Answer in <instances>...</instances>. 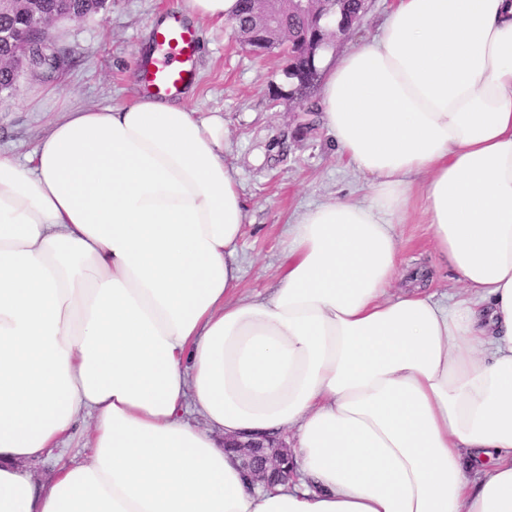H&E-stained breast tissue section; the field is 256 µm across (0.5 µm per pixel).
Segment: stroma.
I'll list each match as a JSON object with an SVG mask.
<instances>
[{
	"label": "stroma",
	"instance_id": "35a3bbf8",
	"mask_svg": "<svg viewBox=\"0 0 512 512\" xmlns=\"http://www.w3.org/2000/svg\"><path fill=\"white\" fill-rule=\"evenodd\" d=\"M175 0H106L100 15L60 21L52 44L64 57L52 77L26 73L13 94L0 102V150L29 154L49 130L63 104L92 109L130 102L139 93L137 50L151 22ZM393 0H368L359 23L333 54L370 43ZM194 91L185 102L198 118L224 116L229 132L226 161L239 169L245 211L239 243L241 287L267 293L277 284L282 242L289 224L317 203L360 200L368 180L348 167L322 120L317 93H295L283 74L279 49L252 55L229 24L205 22L196 30ZM408 276H429L436 298L458 288L447 261L432 252L426 225H398Z\"/></svg>",
	"mask_w": 512,
	"mask_h": 512
}]
</instances>
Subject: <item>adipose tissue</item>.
Instances as JSON below:
<instances>
[{"mask_svg": "<svg viewBox=\"0 0 512 512\" xmlns=\"http://www.w3.org/2000/svg\"><path fill=\"white\" fill-rule=\"evenodd\" d=\"M316 64L369 193L290 224L266 296L221 115L142 94L0 151V512H512V0H395ZM415 199L444 301L390 293ZM83 416L88 458L36 479ZM261 436L290 442L269 489L223 446Z\"/></svg>", "mask_w": 512, "mask_h": 512, "instance_id": "ef3b65f1", "label": "adipose tissue"}]
</instances>
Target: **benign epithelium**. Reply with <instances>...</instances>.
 I'll return each mask as SVG.
<instances>
[{
    "label": "benign epithelium",
    "instance_id": "7a95c632",
    "mask_svg": "<svg viewBox=\"0 0 512 512\" xmlns=\"http://www.w3.org/2000/svg\"><path fill=\"white\" fill-rule=\"evenodd\" d=\"M70 2L59 0L55 9L47 11L40 6V0H0V16L15 19L13 23L0 24V73L7 72L17 79L25 71L37 72L35 50L49 46L52 24L60 19L85 18L84 14L71 10ZM288 12L309 22L306 35L296 37L284 27L282 17ZM340 13L342 0H252L249 26L254 28V33L246 46L260 56L276 46L283 45L289 51L296 44L303 57L311 62L331 41L350 31L341 19L334 26L324 23ZM240 447L244 448L242 466L254 481L269 486L288 477L282 455L254 453L263 447L262 442L250 440Z\"/></svg>",
    "mask_w": 512,
    "mask_h": 512
}]
</instances>
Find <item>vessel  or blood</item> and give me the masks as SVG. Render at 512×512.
<instances>
[{"label": "vessel or blood", "mask_w": 512, "mask_h": 512, "mask_svg": "<svg viewBox=\"0 0 512 512\" xmlns=\"http://www.w3.org/2000/svg\"><path fill=\"white\" fill-rule=\"evenodd\" d=\"M155 40L162 55L143 66L141 81L149 94L178 95L192 79L197 52L195 32L190 26L178 23L157 30Z\"/></svg>", "instance_id": "vessel-or-blood-1"}]
</instances>
